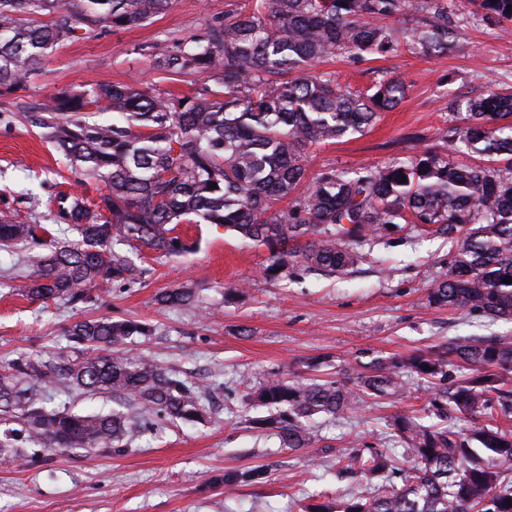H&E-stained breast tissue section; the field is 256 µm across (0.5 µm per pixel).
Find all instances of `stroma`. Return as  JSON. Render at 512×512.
Here are the masks:
<instances>
[{
  "label": "stroma",
  "mask_w": 512,
  "mask_h": 512,
  "mask_svg": "<svg viewBox=\"0 0 512 512\" xmlns=\"http://www.w3.org/2000/svg\"><path fill=\"white\" fill-rule=\"evenodd\" d=\"M248 2L173 0L147 25L106 29L57 47L24 90L0 94V218L46 224L50 195L98 196L96 183L79 182L34 124L45 95L101 81L192 93L201 78L154 69L152 45L194 34ZM448 15L460 51L313 63L312 72H336L356 88L397 78L407 92L365 133L312 146L308 175L331 166L385 165L437 144L451 124L450 98L478 96L488 85L512 88V34L474 15L467 0H448ZM177 231L194 242L192 253L164 258L145 247L130 249L145 270L141 285L117 286L75 307L27 296L23 253L0 250V367L22 354L57 362L63 332L75 321L137 319L153 324V336L126 340L117 355L151 357L177 377L210 386L213 396L210 419L160 423L121 455L36 446L27 456L0 459V512H304L312 498L333 500L351 485L336 466L347 442H384L396 415L425 406L428 385L416 379L402 399L367 398L339 418L318 420L312 447L295 450L250 425L267 410L248 396L268 376L333 380L347 367L396 360L453 336H512V322L429 305L430 288L448 271L449 245L418 227L404 225L365 246L363 263L336 276L288 266L268 277L267 247L210 224ZM175 288L192 289L195 303H159L160 294ZM258 467L265 471L261 482L243 480ZM229 472L240 476L230 499L224 494Z\"/></svg>",
  "instance_id": "obj_1"
}]
</instances>
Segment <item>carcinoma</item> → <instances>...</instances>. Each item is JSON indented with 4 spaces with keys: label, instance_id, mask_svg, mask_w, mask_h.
<instances>
[{
    "label": "carcinoma",
    "instance_id": "1",
    "mask_svg": "<svg viewBox=\"0 0 512 512\" xmlns=\"http://www.w3.org/2000/svg\"><path fill=\"white\" fill-rule=\"evenodd\" d=\"M488 19L512 22V0H471ZM171 0H0V88H21L48 51L113 27L149 22ZM411 0H259L186 38L159 42L153 66L204 80L190 94L154 93L132 83L64 88L36 107L35 124L85 179L100 184L97 201L59 192L49 200L57 229L0 220V249H23L28 295L65 304L99 299L112 285L141 284L143 269L113 248L140 243L165 257L193 245L180 224H211L268 247L265 274L285 266L325 275L352 271L363 246L401 224H422L454 243L448 275L428 292L435 307L512 321V94L448 103L462 124L439 144L387 165L321 170L307 177L305 150L361 134L403 101V80L364 88L331 72L310 75L311 63L345 55L455 48L447 0H423L414 25L395 23ZM112 113L99 121L96 115ZM480 153L481 163L455 161ZM406 181H401V177ZM217 188H211V185ZM77 234L74 239L68 233ZM188 288L160 296L182 305ZM142 320H81L64 330L68 354L56 365L30 355L0 373V415L12 424L0 456L28 445L121 454L155 418L199 422L208 388L180 380L151 358L103 349L148 338ZM432 389L424 414L394 418L402 453L363 442L339 457L361 482L336 502L323 498L306 512H512V336L450 339L400 361L376 358L334 381L274 376L253 400L274 413L253 421L285 448H308L319 417L357 407L365 396L395 399L412 379ZM124 393L125 413L81 414L47 406L60 389ZM408 466H401V460Z\"/></svg>",
    "mask_w": 512,
    "mask_h": 512
}]
</instances>
